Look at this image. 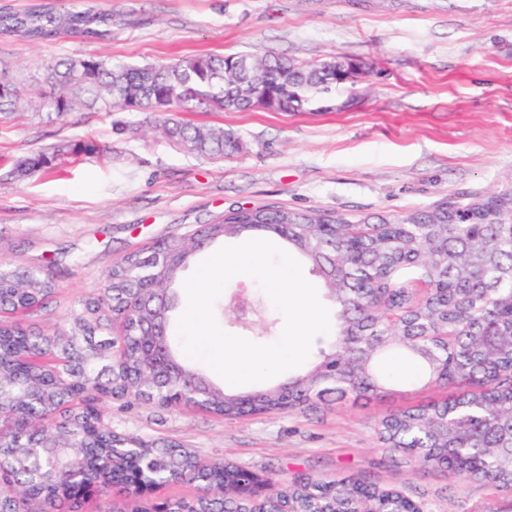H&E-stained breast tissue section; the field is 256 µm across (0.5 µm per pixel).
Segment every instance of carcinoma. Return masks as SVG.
I'll list each match as a JSON object with an SVG mask.
<instances>
[{"mask_svg": "<svg viewBox=\"0 0 512 512\" xmlns=\"http://www.w3.org/2000/svg\"><path fill=\"white\" fill-rule=\"evenodd\" d=\"M63 32L105 40L112 15L56 14L34 5L0 11V36L34 42ZM50 93L26 92L6 78L0 122L33 105L61 120L98 105L147 112L173 144L210 159L243 150L231 130L188 124L180 112H239L264 99L269 112H298L336 93V61L301 64L258 54L195 56L167 64L75 57L52 66ZM104 153L79 142L20 160V177L65 158ZM380 219L283 208L230 211L197 239L276 238L322 279L335 306L328 348L304 374L278 386L235 394L214 385L171 340L174 286L200 253L188 238L149 244L122 257L105 288L86 302L70 330L46 335L0 319V512H79L76 489L91 485L104 512H414L397 488L356 475L299 474L263 496L264 480L232 464L206 463L114 433L99 402L117 392L160 407L193 405L224 417L316 410L382 396L396 375L385 356L407 357L420 378L448 393L377 422L395 463L493 482L512 490V186L479 203L457 202ZM55 287L40 268L0 262V312L47 308ZM186 482L190 498L148 506L147 490Z\"/></svg>", "mask_w": 512, "mask_h": 512, "instance_id": "cac0c4a2", "label": "carcinoma"}]
</instances>
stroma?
Here are the masks:
<instances>
[{"label": "stroma", "mask_w": 512, "mask_h": 512, "mask_svg": "<svg viewBox=\"0 0 512 512\" xmlns=\"http://www.w3.org/2000/svg\"><path fill=\"white\" fill-rule=\"evenodd\" d=\"M40 2L56 13L112 16V37L73 34L31 43L0 37V72L37 86L67 57L108 55L169 63L198 55L259 53L308 64L358 63L359 75L326 111L186 112L221 126L245 150L212 160L160 133L118 132L141 112H73L52 122L33 110L0 122V260L49 271L48 311L21 316L45 332L68 329L106 272L149 242L192 234L225 212L283 207L368 218L481 197L512 181V0H0L13 11ZM77 141L103 155L67 159L52 172L12 176L17 161ZM252 310L238 317L237 297ZM219 326L259 344L284 319L257 280L241 276L214 304ZM340 410L227 419L192 408L103 400L114 432L176 446L207 462L272 474H364L395 486L426 512H512V491L439 471L382 465L376 423L437 397L410 384Z\"/></svg>", "instance_id": "1"}]
</instances>
